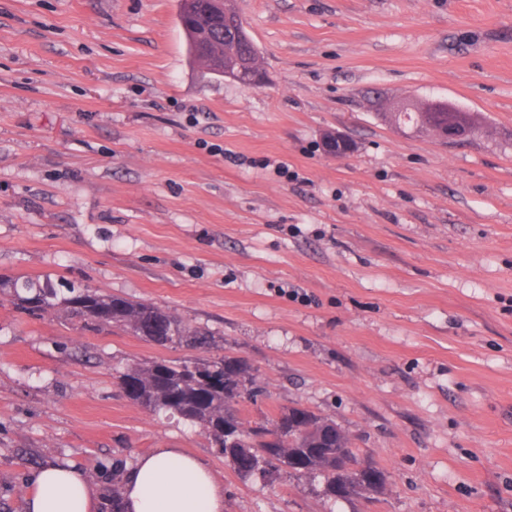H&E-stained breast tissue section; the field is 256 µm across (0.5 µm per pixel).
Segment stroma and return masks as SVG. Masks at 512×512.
Wrapping results in <instances>:
<instances>
[{
	"label": "stroma",
	"instance_id": "35a3bbf8",
	"mask_svg": "<svg viewBox=\"0 0 512 512\" xmlns=\"http://www.w3.org/2000/svg\"><path fill=\"white\" fill-rule=\"evenodd\" d=\"M265 84L189 58L177 0H0V274L146 300L386 475L245 481L117 370L192 357L0 295V512L30 475L195 455L224 512H512V0H235ZM478 115L444 143L392 101ZM354 144L329 155L324 138Z\"/></svg>",
	"mask_w": 512,
	"mask_h": 512
}]
</instances>
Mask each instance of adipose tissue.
<instances>
[{"label": "adipose tissue", "instance_id": "1", "mask_svg": "<svg viewBox=\"0 0 512 512\" xmlns=\"http://www.w3.org/2000/svg\"><path fill=\"white\" fill-rule=\"evenodd\" d=\"M27 512H99L102 496L72 464L49 463L34 472ZM126 512H224V488L199 459L177 448L138 455L124 488Z\"/></svg>", "mask_w": 512, "mask_h": 512}]
</instances>
